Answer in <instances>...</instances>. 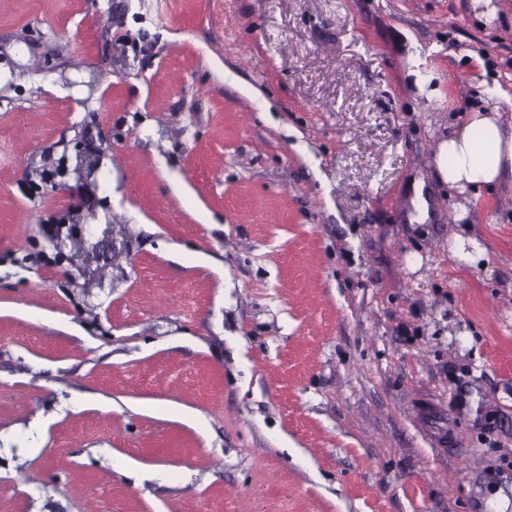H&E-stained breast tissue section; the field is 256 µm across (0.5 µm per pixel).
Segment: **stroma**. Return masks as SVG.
Wrapping results in <instances>:
<instances>
[{"instance_id":"obj_1","label":"stroma","mask_w":512,"mask_h":512,"mask_svg":"<svg viewBox=\"0 0 512 512\" xmlns=\"http://www.w3.org/2000/svg\"><path fill=\"white\" fill-rule=\"evenodd\" d=\"M494 107L512 0H0V512H512ZM500 117L496 109L471 112L466 125L437 145L439 180L464 194L472 205L484 192L512 182V124L504 126Z\"/></svg>"}]
</instances>
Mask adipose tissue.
<instances>
[{
  "label": "adipose tissue",
  "instance_id": "ef3b65f1",
  "mask_svg": "<svg viewBox=\"0 0 512 512\" xmlns=\"http://www.w3.org/2000/svg\"><path fill=\"white\" fill-rule=\"evenodd\" d=\"M435 163L442 183L478 203L512 180V126L503 125L497 110L473 112L466 125L439 141Z\"/></svg>",
  "mask_w": 512,
  "mask_h": 512
}]
</instances>
